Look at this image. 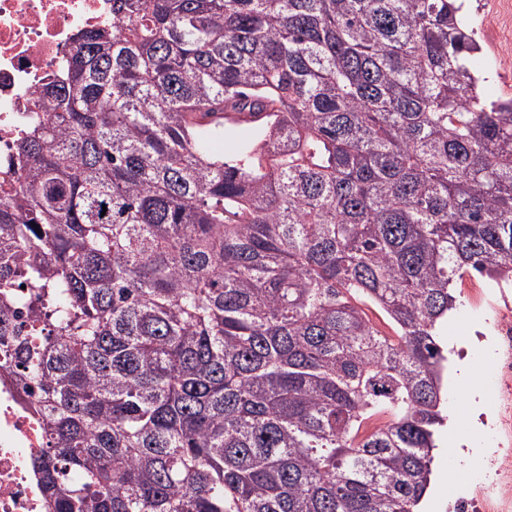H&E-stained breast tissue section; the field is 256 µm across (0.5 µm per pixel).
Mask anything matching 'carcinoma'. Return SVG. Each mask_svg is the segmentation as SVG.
I'll use <instances>...</instances> for the list:
<instances>
[{
    "instance_id": "cac0c4a2",
    "label": "carcinoma",
    "mask_w": 512,
    "mask_h": 512,
    "mask_svg": "<svg viewBox=\"0 0 512 512\" xmlns=\"http://www.w3.org/2000/svg\"><path fill=\"white\" fill-rule=\"evenodd\" d=\"M464 7L112 0L77 35L0 194L46 512H419L453 285L512 284V98Z\"/></svg>"
}]
</instances>
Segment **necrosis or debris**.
<instances>
[{"label": "necrosis or debris", "mask_w": 512, "mask_h": 512, "mask_svg": "<svg viewBox=\"0 0 512 512\" xmlns=\"http://www.w3.org/2000/svg\"><path fill=\"white\" fill-rule=\"evenodd\" d=\"M112 0H0V186L22 180L11 164L13 142L43 85L59 71L82 30L112 17ZM503 355L498 424L512 433V319L499 326ZM46 445L37 416L21 403L11 377L0 369V512H45L29 457ZM490 479L463 512H512V449L492 456Z\"/></svg>", "instance_id": "4bbe7bcc"}]
</instances>
